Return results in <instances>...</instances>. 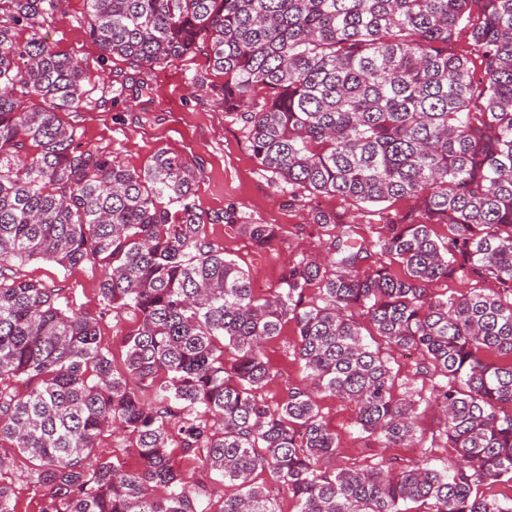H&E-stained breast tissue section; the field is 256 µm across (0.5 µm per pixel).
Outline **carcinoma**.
Wrapping results in <instances>:
<instances>
[{"instance_id": "cac0c4a2", "label": "carcinoma", "mask_w": 512, "mask_h": 512, "mask_svg": "<svg viewBox=\"0 0 512 512\" xmlns=\"http://www.w3.org/2000/svg\"><path fill=\"white\" fill-rule=\"evenodd\" d=\"M59 2L0 0V268L97 263L105 306L139 325L117 370L97 320L62 290L0 278V442L28 456L41 512H207L210 489L184 482L173 442L233 489L222 512H278L254 481L266 469L296 512H512L474 493L512 482V362L485 357H512V0H86L106 57L151 69L206 52L224 108L251 104L245 137L276 180L359 207L419 204L382 243L405 276L361 275L368 247L345 231L329 247L335 273L301 262L270 298L204 228L237 224L264 248L273 225L234 207L197 211L200 171L166 151L136 170L76 143L61 114L80 108L83 64L34 33L17 38ZM460 29L479 75L450 49ZM459 273L494 287L429 295ZM357 315L445 379L442 435L456 458L442 468L328 466L337 442L318 391L355 402L359 428L386 447L417 438L414 404L394 397L392 367ZM286 321L311 383L272 408L256 396L272 377L263 344ZM23 376L19 398L5 381ZM116 427L139 469L92 461Z\"/></svg>"}]
</instances>
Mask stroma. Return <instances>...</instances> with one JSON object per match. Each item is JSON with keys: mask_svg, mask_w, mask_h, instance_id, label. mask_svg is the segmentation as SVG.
<instances>
[{"mask_svg": "<svg viewBox=\"0 0 512 512\" xmlns=\"http://www.w3.org/2000/svg\"><path fill=\"white\" fill-rule=\"evenodd\" d=\"M60 8L54 20L43 23L39 34L55 50L79 58L90 76L79 112L65 117L75 127L78 142L110 153L114 160L135 169L160 151L178 155L201 171L194 194L200 210L215 215L232 206L251 223L275 225L278 237L266 248L255 246L238 225L205 227L208 239L249 274L256 295L276 294L283 273L303 259L327 260L329 243L347 226L370 251L361 273L386 265L404 275L402 265L382 251L380 242L388 224L414 212V201L400 199L359 209L334 196L292 200L287 186L274 183L270 173L256 163L240 112L225 110L213 96L212 87L224 78L212 69L205 52L151 70L118 57L105 58L86 33V0H62ZM319 210L336 216V223H315ZM6 273L65 289L76 309L98 320L100 343L110 351L114 367L122 368L125 338L137 328L138 318L132 313L105 311L99 293L100 265L85 262L65 269L43 259L15 260ZM264 353L272 377L258 389L260 400L273 406L289 386L308 384L293 322L284 323L279 336L265 343ZM388 359L396 376L394 395L414 403L424 437L402 447H382L359 429L355 403L318 393L320 414L338 441L335 467L377 470L394 459L410 463L420 458L439 466L456 455L440 434L443 416L434 400L438 377L420 372L415 352L392 351ZM0 456L6 459L0 467V481L14 490L15 512H41L43 490L30 477L27 457L12 448L0 450Z\"/></svg>", "mask_w": 512, "mask_h": 512, "instance_id": "1", "label": "stroma"}]
</instances>
